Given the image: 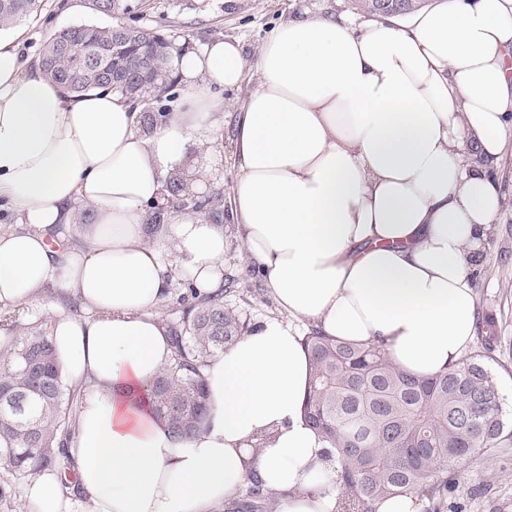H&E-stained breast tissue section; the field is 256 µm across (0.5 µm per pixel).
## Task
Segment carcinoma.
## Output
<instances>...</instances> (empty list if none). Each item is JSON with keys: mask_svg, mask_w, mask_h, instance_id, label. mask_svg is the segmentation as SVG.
<instances>
[{"mask_svg": "<svg viewBox=\"0 0 512 512\" xmlns=\"http://www.w3.org/2000/svg\"><path fill=\"white\" fill-rule=\"evenodd\" d=\"M374 16L405 14L420 0H354ZM98 13L130 10L121 0H91ZM42 0H0V28L38 14ZM174 43L161 34L118 21L108 27L81 24L59 30L45 42L40 66L75 94L108 89L135 100L143 124L153 128L166 109L156 107L174 87ZM172 199L184 209L204 210L211 200L184 196L180 176L167 181ZM190 303L169 326L174 356L137 399L168 426L171 436L192 435L207 416L206 390L199 367L243 335L244 324L220 290L199 299L188 286ZM485 349L465 355L459 365L417 378L397 368L381 346L339 343L311 327L303 336L313 371L303 404L307 423L339 452L342 481L352 512H377L380 500L411 496L424 512H445L448 485L466 482L456 468L473 450L512 446V424ZM0 461L22 476L60 470L73 474L63 448L72 436L66 416L73 397L66 393L52 337L42 324L0 354ZM453 472H448V468ZM243 512H268L269 493L254 479Z\"/></svg>", "mask_w": 512, "mask_h": 512, "instance_id": "cac0c4a2", "label": "carcinoma"}]
</instances>
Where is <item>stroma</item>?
I'll return each instance as SVG.
<instances>
[{
  "mask_svg": "<svg viewBox=\"0 0 512 512\" xmlns=\"http://www.w3.org/2000/svg\"><path fill=\"white\" fill-rule=\"evenodd\" d=\"M139 26L188 43L224 38L238 41L246 57H253L271 30L282 20L296 17L344 16L355 24L367 22L351 0H127ZM80 23L111 25L110 16L93 11L88 0H44L43 10L16 25L22 34V55L39 59L43 44L55 31ZM253 71H246L240 90L224 93V138L208 171L200 198L218 197L214 223L223 225L224 285L232 293L226 302L248 324L278 314L264 291V280L248 261L233 217L237 168L233 154L238 113L256 86ZM502 195L494 234L475 278L476 334L495 333L490 366L508 408L512 409V131L493 172ZM493 312L495 330L483 316ZM467 480L448 496L447 512H512V447L491 451L475 449L463 462Z\"/></svg>",
  "mask_w": 512,
  "mask_h": 512,
  "instance_id": "stroma-1",
  "label": "stroma"
}]
</instances>
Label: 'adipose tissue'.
<instances>
[{
  "label": "adipose tissue",
  "mask_w": 512,
  "mask_h": 512,
  "mask_svg": "<svg viewBox=\"0 0 512 512\" xmlns=\"http://www.w3.org/2000/svg\"><path fill=\"white\" fill-rule=\"evenodd\" d=\"M256 87L239 115L233 211L280 316L201 368L209 418L169 435L140 389L169 365L159 310L176 272L198 296L224 282V227L166 206V179L203 187L224 130L223 93ZM181 87L153 129L123 96L68 93L0 29V307L48 308L61 374L81 400L58 472L24 486L28 512H211L251 479L277 512H334L341 464L305 423L301 329L382 342L417 377L455 367L475 335L474 280L501 211L491 174L512 129V0H444L355 29L278 24L253 58L235 41L176 53ZM166 207L168 224L148 227Z\"/></svg>",
  "instance_id": "obj_1"
}]
</instances>
